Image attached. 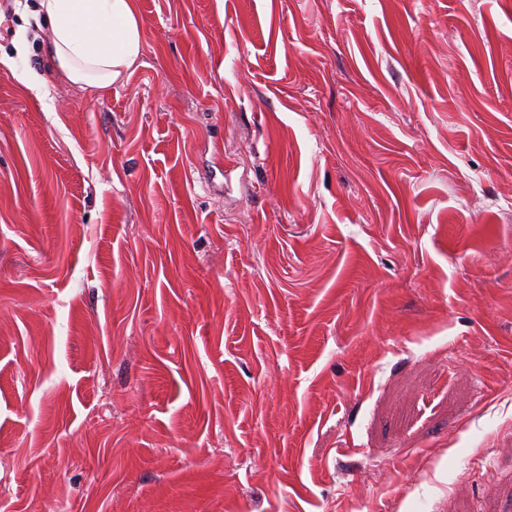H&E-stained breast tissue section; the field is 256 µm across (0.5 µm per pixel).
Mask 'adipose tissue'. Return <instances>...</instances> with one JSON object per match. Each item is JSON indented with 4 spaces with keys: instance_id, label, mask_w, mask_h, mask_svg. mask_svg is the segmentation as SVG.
<instances>
[{
    "instance_id": "ef3b65f1",
    "label": "adipose tissue",
    "mask_w": 512,
    "mask_h": 512,
    "mask_svg": "<svg viewBox=\"0 0 512 512\" xmlns=\"http://www.w3.org/2000/svg\"><path fill=\"white\" fill-rule=\"evenodd\" d=\"M37 14L50 30V59L80 86L108 89L140 56L137 0H40Z\"/></svg>"
}]
</instances>
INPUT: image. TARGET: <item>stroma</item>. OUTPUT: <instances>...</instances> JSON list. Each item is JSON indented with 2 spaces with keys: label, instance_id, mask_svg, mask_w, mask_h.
Returning a JSON list of instances; mask_svg holds the SVG:
<instances>
[{
  "label": "stroma",
  "instance_id": "stroma-1",
  "mask_svg": "<svg viewBox=\"0 0 512 512\" xmlns=\"http://www.w3.org/2000/svg\"><path fill=\"white\" fill-rule=\"evenodd\" d=\"M0 10V512H512V0ZM50 30L48 56L73 83L106 90L137 62L142 45L137 0H39ZM0 69L4 72H9L18 75L22 82L33 91L38 98H43L47 91V79L41 76L30 77L28 74H18L17 60L13 57L0 55Z\"/></svg>",
  "mask_w": 512,
  "mask_h": 512
}]
</instances>
